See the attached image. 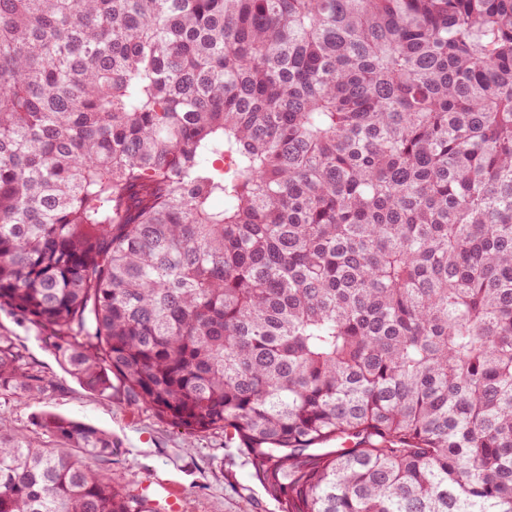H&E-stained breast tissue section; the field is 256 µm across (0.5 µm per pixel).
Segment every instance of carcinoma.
<instances>
[{
    "label": "carcinoma",
    "instance_id": "cac0c4a2",
    "mask_svg": "<svg viewBox=\"0 0 512 512\" xmlns=\"http://www.w3.org/2000/svg\"><path fill=\"white\" fill-rule=\"evenodd\" d=\"M1 309L280 512H512V0H0ZM35 424L0 512H149Z\"/></svg>",
    "mask_w": 512,
    "mask_h": 512
}]
</instances>
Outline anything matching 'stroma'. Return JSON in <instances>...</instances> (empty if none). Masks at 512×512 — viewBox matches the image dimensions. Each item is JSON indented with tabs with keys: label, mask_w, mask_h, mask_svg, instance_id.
<instances>
[{
	"label": "stroma",
	"mask_w": 512,
	"mask_h": 512,
	"mask_svg": "<svg viewBox=\"0 0 512 512\" xmlns=\"http://www.w3.org/2000/svg\"><path fill=\"white\" fill-rule=\"evenodd\" d=\"M0 336L11 338L52 379L41 397L0 395V425L40 437L34 417L43 412L85 423L111 435V457L96 468L118 488L138 492L146 482L176 490L181 512H279L278 503L252 476V467L225 447L223 432L190 435L159 420L144 405L89 392L57 363L42 333L0 310Z\"/></svg>",
	"instance_id": "35a3bbf8"
}]
</instances>
